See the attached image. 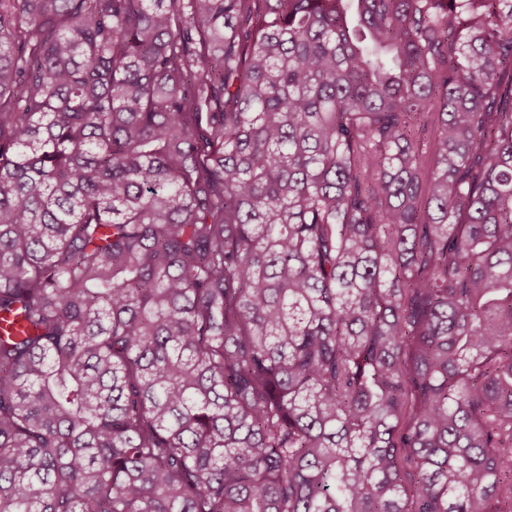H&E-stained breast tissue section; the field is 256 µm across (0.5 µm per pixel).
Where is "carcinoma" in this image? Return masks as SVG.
Here are the masks:
<instances>
[{"label":"carcinoma","instance_id":"cac0c4a2","mask_svg":"<svg viewBox=\"0 0 512 512\" xmlns=\"http://www.w3.org/2000/svg\"><path fill=\"white\" fill-rule=\"evenodd\" d=\"M0 512H512V0H0Z\"/></svg>","mask_w":512,"mask_h":512}]
</instances>
